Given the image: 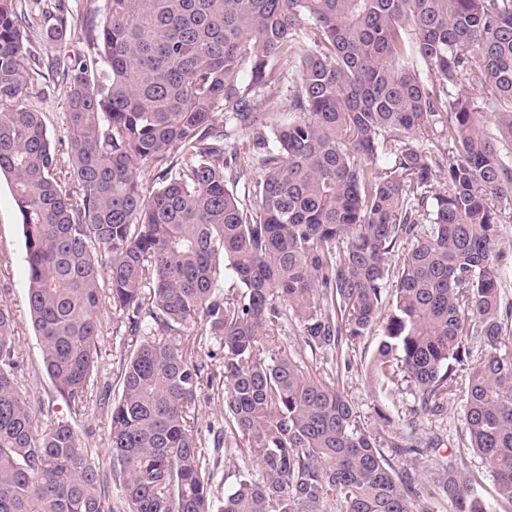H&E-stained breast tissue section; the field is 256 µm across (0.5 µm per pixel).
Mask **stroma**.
<instances>
[{"label": "stroma", "mask_w": 512, "mask_h": 512, "mask_svg": "<svg viewBox=\"0 0 512 512\" xmlns=\"http://www.w3.org/2000/svg\"><path fill=\"white\" fill-rule=\"evenodd\" d=\"M37 65L30 80L29 95L33 106L43 112L51 134L62 136L65 126V93L58 78L51 71L55 58L74 59L86 53L84 25L74 22L66 40L54 43L36 40ZM26 244L13 196V187L7 177H0V304L6 306L15 320L16 351L21 370L18 374L24 392L36 410L39 427L67 420L76 423L86 447L95 449L100 461L110 455V413L100 407L98 393H91L85 414H74L58 396L42 362L40 342L30 321L27 303ZM110 315L102 317L98 371L111 386L110 396H117L116 384L120 375L122 348L112 335ZM377 337L364 340V353L373 355ZM365 360L354 361L350 369L341 371L340 379L348 398L367 425H374L375 408L394 414L402 408L403 389L397 385L380 387L373 379ZM461 404L452 402L438 417H422L417 421L419 431L438 433L442 439L440 455L463 453L467 463L476 467L480 458L467 447L461 431Z\"/></svg>", "instance_id": "35a3bbf8"}]
</instances>
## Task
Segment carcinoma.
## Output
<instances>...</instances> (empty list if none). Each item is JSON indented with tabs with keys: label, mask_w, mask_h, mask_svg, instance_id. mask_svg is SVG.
I'll return each instance as SVG.
<instances>
[{
	"label": "carcinoma",
	"mask_w": 512,
	"mask_h": 512,
	"mask_svg": "<svg viewBox=\"0 0 512 512\" xmlns=\"http://www.w3.org/2000/svg\"><path fill=\"white\" fill-rule=\"evenodd\" d=\"M46 2L0 0V175L25 236L29 313L76 413L109 390L101 311L113 336L139 341L100 464L73 424L37 429L0 305V512H114V485L123 512H507L512 300L495 247L512 223V0H83L103 19L78 67L52 64L62 152L28 99L29 17L41 12L47 41L70 30ZM284 60L295 118L270 123L255 102ZM463 71L478 97L457 90ZM435 126L444 162L417 142ZM247 131L242 154L232 141ZM254 162L250 205L236 168ZM439 178L448 188L433 193ZM229 271L239 295L224 293ZM290 315L311 351L346 368L379 332L377 379L406 384L412 403L365 426L339 372L280 350ZM208 342L224 353L219 377L196 356ZM214 395L224 451L242 461L221 499L218 448L195 418ZM456 399L491 500L460 454L423 475L394 462L436 451L417 418Z\"/></svg>",
	"instance_id": "obj_1"
}]
</instances>
